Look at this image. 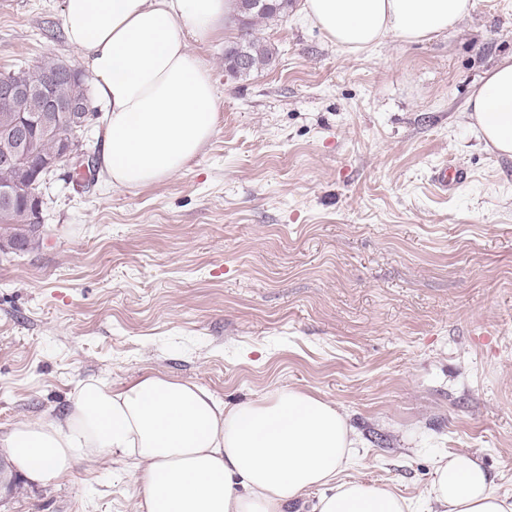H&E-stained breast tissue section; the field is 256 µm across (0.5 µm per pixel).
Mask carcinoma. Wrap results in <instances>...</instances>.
I'll return each instance as SVG.
<instances>
[{"label":"carcinoma","mask_w":512,"mask_h":512,"mask_svg":"<svg viewBox=\"0 0 512 512\" xmlns=\"http://www.w3.org/2000/svg\"><path fill=\"white\" fill-rule=\"evenodd\" d=\"M294 0H253V9L245 11L250 20L242 27L239 40L224 50V60L233 73H238L234 61L238 56L247 60V70L244 74L271 65L273 53L264 46L252 33V20L274 19L288 14L293 8ZM61 61L48 57L33 68H19L6 72V76L24 87L50 86L54 96L61 102H67L87 94L84 83L70 82L59 78ZM22 121L21 110L15 100L0 96V129ZM51 129H57L65 134L76 135L72 125L71 113L53 112L50 116ZM33 141L28 149L21 153L19 161L11 167L0 165V189L13 187L17 184H29L37 172L43 168L46 159L55 151L56 141L45 130L35 131L29 128ZM40 225L31 219L24 198L9 208L0 206V239H5L16 248L30 244L31 237L39 232Z\"/></svg>","instance_id":"cac0c4a2"}]
</instances>
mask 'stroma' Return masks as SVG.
<instances>
[{
	"label": "stroma",
	"mask_w": 512,
	"mask_h": 512,
	"mask_svg": "<svg viewBox=\"0 0 512 512\" xmlns=\"http://www.w3.org/2000/svg\"><path fill=\"white\" fill-rule=\"evenodd\" d=\"M233 14L194 44L215 132L158 184L50 176L36 242L0 252V434L58 418L91 376L145 373L232 405L278 386L335 403L356 430L347 476L420 501L436 456L480 457L512 495V157L464 110L512 54V0L422 44L349 55L300 11L260 22L272 65L233 74ZM52 56L92 80L63 0H0V72ZM469 178L443 195L442 162ZM135 474L78 463L16 477L0 512H136Z\"/></svg>",
	"instance_id": "stroma-1"
}]
</instances>
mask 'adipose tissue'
<instances>
[{"instance_id": "adipose-tissue-1", "label": "adipose tissue", "mask_w": 512, "mask_h": 512, "mask_svg": "<svg viewBox=\"0 0 512 512\" xmlns=\"http://www.w3.org/2000/svg\"><path fill=\"white\" fill-rule=\"evenodd\" d=\"M235 0H64L68 42L85 53L108 121L102 169L120 188L183 172L211 139L214 83L191 42H207ZM475 0H303L310 24L350 54L393 37L419 44L455 29ZM479 138L512 157V55L486 72L465 109ZM335 404L280 386L233 406L206 389L146 374L115 388L77 386L63 418L25 421L0 452L46 486L79 462L109 458L139 483L137 512H284L316 493L312 512H411L392 489L343 478L356 450ZM433 512H512L476 457L435 459Z\"/></svg>"}]
</instances>
